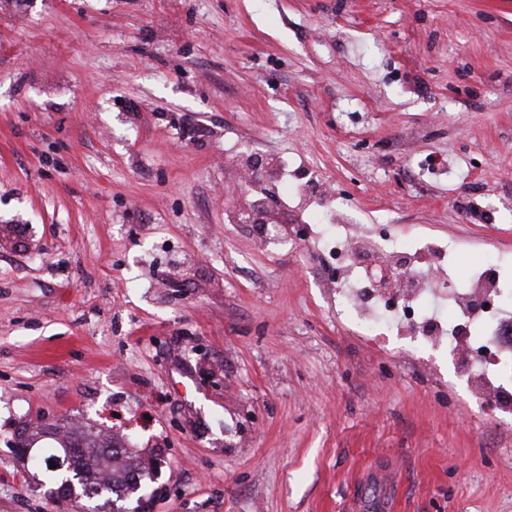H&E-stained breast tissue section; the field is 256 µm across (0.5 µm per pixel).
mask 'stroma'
<instances>
[{
	"instance_id": "35a3bbf8",
	"label": "stroma",
	"mask_w": 512,
	"mask_h": 512,
	"mask_svg": "<svg viewBox=\"0 0 512 512\" xmlns=\"http://www.w3.org/2000/svg\"><path fill=\"white\" fill-rule=\"evenodd\" d=\"M254 151L313 183L268 223L512 289V0H0V512H76L11 449L39 415L153 464L135 512H512V412L232 223Z\"/></svg>"
}]
</instances>
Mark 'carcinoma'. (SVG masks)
<instances>
[{
	"instance_id": "1",
	"label": "carcinoma",
	"mask_w": 512,
	"mask_h": 512,
	"mask_svg": "<svg viewBox=\"0 0 512 512\" xmlns=\"http://www.w3.org/2000/svg\"><path fill=\"white\" fill-rule=\"evenodd\" d=\"M59 426L45 419L40 426L29 430L21 428L16 438L17 455L25 459L29 449H34L32 464L48 472L51 487L47 489L54 498L94 502L93 506H81V512H125L117 505L141 489L140 480L144 467L138 456L127 448L118 449L112 440L90 430H71L57 441L55 454L50 461H43L39 447L31 438L39 435H56Z\"/></svg>"
}]
</instances>
